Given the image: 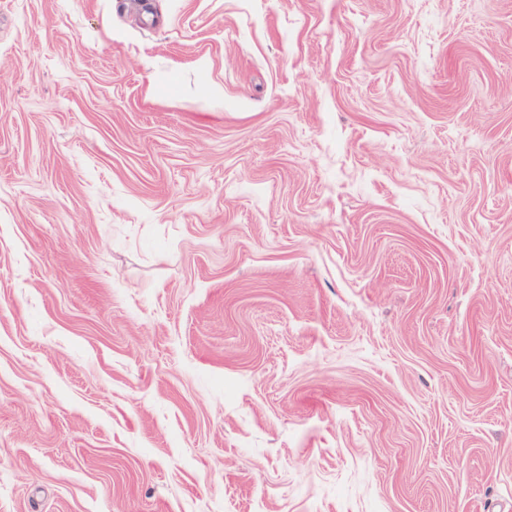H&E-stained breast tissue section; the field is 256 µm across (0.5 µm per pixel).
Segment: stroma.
Segmentation results:
<instances>
[{
	"label": "stroma",
	"mask_w": 512,
	"mask_h": 512,
	"mask_svg": "<svg viewBox=\"0 0 512 512\" xmlns=\"http://www.w3.org/2000/svg\"><path fill=\"white\" fill-rule=\"evenodd\" d=\"M0 0V512H512V0Z\"/></svg>",
	"instance_id": "1"
}]
</instances>
